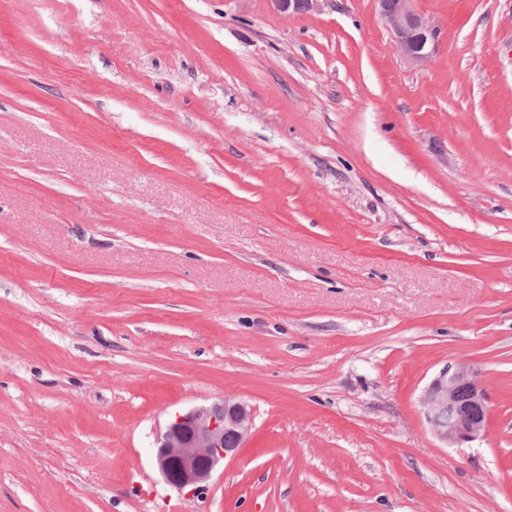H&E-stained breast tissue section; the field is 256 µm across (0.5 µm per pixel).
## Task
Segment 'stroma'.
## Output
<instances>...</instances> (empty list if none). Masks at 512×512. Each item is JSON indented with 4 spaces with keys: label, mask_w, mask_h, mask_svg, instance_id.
Returning a JSON list of instances; mask_svg holds the SVG:
<instances>
[{
    "label": "stroma",
    "mask_w": 512,
    "mask_h": 512,
    "mask_svg": "<svg viewBox=\"0 0 512 512\" xmlns=\"http://www.w3.org/2000/svg\"><path fill=\"white\" fill-rule=\"evenodd\" d=\"M413 6L425 66L377 0H0V512H512V0ZM227 395L238 457L165 484ZM278 12L288 16L321 12L331 0H271ZM377 1L381 17L392 30L397 50L417 64L429 63L438 41V30L413 9V0ZM425 418L433 435L444 445L478 440L486 427L487 397L478 372L466 364L444 367L421 396ZM474 409L472 416L465 414ZM481 411H480V410ZM252 425L251 410L231 397L178 413L157 438V467L178 490H203L218 466L237 456Z\"/></svg>",
    "instance_id": "obj_1"
}]
</instances>
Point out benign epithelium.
Returning a JSON list of instances; mask_svg holds the SVG:
<instances>
[{
	"label": "benign epithelium",
	"instance_id": "7a95c632",
	"mask_svg": "<svg viewBox=\"0 0 512 512\" xmlns=\"http://www.w3.org/2000/svg\"><path fill=\"white\" fill-rule=\"evenodd\" d=\"M290 16L321 12L331 0H272ZM413 0H378L380 15L390 26L397 50L413 62L432 59L438 30L412 7ZM433 435L445 445L478 440L486 427L487 397L478 372L466 364L446 366L421 396ZM479 409L481 416L466 414ZM247 405L231 397L210 406H194L175 415L155 446V461L167 483L194 493L203 488L218 466L235 458L251 432Z\"/></svg>",
	"mask_w": 512,
	"mask_h": 512
}]
</instances>
